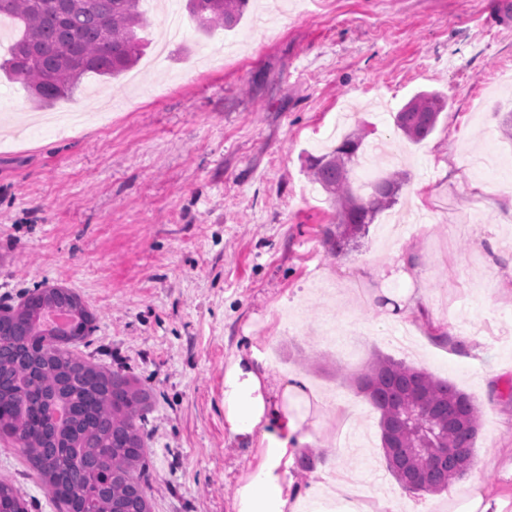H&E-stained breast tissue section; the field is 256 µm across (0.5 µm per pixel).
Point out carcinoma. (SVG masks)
<instances>
[{
  "label": "carcinoma",
  "mask_w": 512,
  "mask_h": 512,
  "mask_svg": "<svg viewBox=\"0 0 512 512\" xmlns=\"http://www.w3.org/2000/svg\"><path fill=\"white\" fill-rule=\"evenodd\" d=\"M248 2L187 0L186 7L210 31L234 28ZM1 15L15 18L21 35L0 70L45 106L71 97L88 73L119 75L144 46L140 0H0ZM447 106L440 92L421 91L396 113L395 126L420 142ZM365 138L353 131L305 159L311 183L335 210L323 238L331 255L366 234L407 181L393 173L371 183L366 197L353 192L352 165ZM53 309L68 314L69 328H45ZM90 323L86 305L67 288H37L19 307H0V434L21 448L63 512H149L144 448L152 395L128 375L73 354L70 346L89 336ZM354 383L379 412L387 470L403 489L440 493L474 467L482 410L452 383L384 356ZM60 405L62 423L53 419ZM0 512H26L8 481H0Z\"/></svg>",
  "instance_id": "carcinoma-1"
}]
</instances>
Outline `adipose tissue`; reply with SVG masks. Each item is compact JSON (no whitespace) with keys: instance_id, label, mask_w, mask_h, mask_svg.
Instances as JSON below:
<instances>
[{"instance_id":"adipose-tissue-1","label":"adipose tissue","mask_w":512,"mask_h":512,"mask_svg":"<svg viewBox=\"0 0 512 512\" xmlns=\"http://www.w3.org/2000/svg\"><path fill=\"white\" fill-rule=\"evenodd\" d=\"M307 398L299 379L272 384L251 337H243L224 366V427L230 438L258 446L262 462L239 485L235 512H303L306 497L330 494L331 479L323 470L311 471L303 488L289 476L290 461L310 439L307 416L296 407ZM498 468L497 485H488L476 473L466 491L449 489L454 512H506L512 506V457Z\"/></svg>"}]
</instances>
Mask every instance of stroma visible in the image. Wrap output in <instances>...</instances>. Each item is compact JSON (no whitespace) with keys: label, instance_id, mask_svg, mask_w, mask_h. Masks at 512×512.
<instances>
[{"label":"stroma","instance_id":"35a3bbf8","mask_svg":"<svg viewBox=\"0 0 512 512\" xmlns=\"http://www.w3.org/2000/svg\"><path fill=\"white\" fill-rule=\"evenodd\" d=\"M252 0L238 25L211 33L189 19L164 36L143 0L145 52L114 78L87 75L53 109L82 114L56 135L11 128L44 114L0 74V302L37 288L76 293L94 316L77 355L124 370L154 394L146 459L151 512H234L239 480L260 462L224 429V365L249 336L271 376L301 377L321 404L304 445L331 476L371 467L373 502L448 512L442 494L406 492L386 469L379 414L351 378L386 356L453 383L483 411L473 455L512 453V275L489 266L494 236L512 248V142L499 131L512 91V12L497 0ZM448 107L422 142L394 125L415 94ZM364 129L382 164L409 180L351 250L333 257L335 214L309 199L307 154ZM422 294L453 324L445 344L417 322L379 319L372 301ZM467 339L470 352L456 342ZM28 512H59L20 448L0 439V480Z\"/></svg>","mask_w":512,"mask_h":512}]
</instances>
